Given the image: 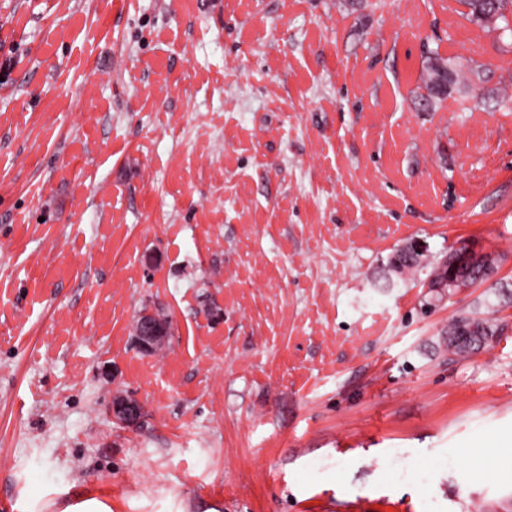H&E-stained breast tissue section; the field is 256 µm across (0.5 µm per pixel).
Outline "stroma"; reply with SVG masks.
<instances>
[{"instance_id": "1", "label": "stroma", "mask_w": 512, "mask_h": 512, "mask_svg": "<svg viewBox=\"0 0 512 512\" xmlns=\"http://www.w3.org/2000/svg\"><path fill=\"white\" fill-rule=\"evenodd\" d=\"M503 44L457 0H0V512H512ZM430 50L481 78L423 109ZM457 253L449 256L443 261L438 262L437 264L432 266L431 271L428 274V278H431L430 283L440 284L447 275V266H449L448 259L454 257ZM488 277H480L478 278L473 271L468 270L467 268H460L457 274V284L452 276L448 278L443 284L437 285L436 288H448L451 289L456 284V287L467 284H474L478 281H484ZM138 330L134 336L137 349L145 354H151L156 347L160 348L168 333V325L150 311L141 313ZM497 331V326L483 318H455L448 324V350L456 355L478 350L496 336ZM113 421L130 426L136 424L142 415V406L138 400L125 395L116 396L109 408Z\"/></svg>"}]
</instances>
